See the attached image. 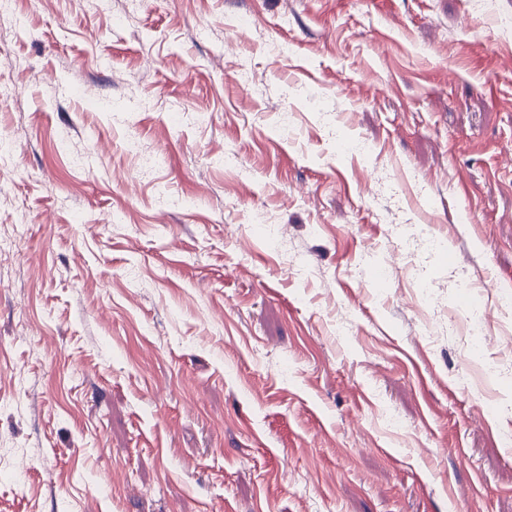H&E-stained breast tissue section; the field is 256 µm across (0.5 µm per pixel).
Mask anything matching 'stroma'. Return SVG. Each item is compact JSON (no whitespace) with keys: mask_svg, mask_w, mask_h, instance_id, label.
Wrapping results in <instances>:
<instances>
[{"mask_svg":"<svg viewBox=\"0 0 512 512\" xmlns=\"http://www.w3.org/2000/svg\"><path fill=\"white\" fill-rule=\"evenodd\" d=\"M470 283L512 0L0 10V512H512Z\"/></svg>","mask_w":512,"mask_h":512,"instance_id":"35a3bbf8","label":"stroma"}]
</instances>
